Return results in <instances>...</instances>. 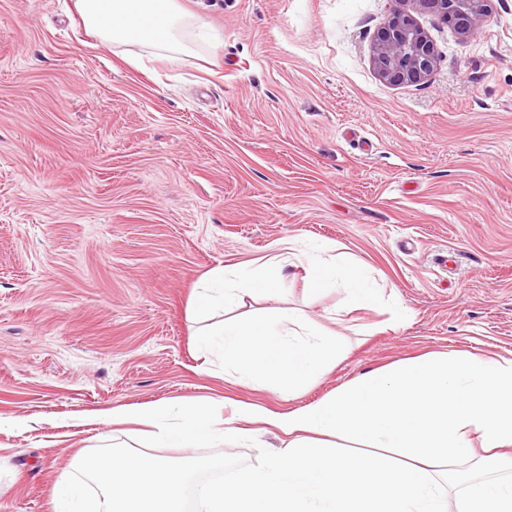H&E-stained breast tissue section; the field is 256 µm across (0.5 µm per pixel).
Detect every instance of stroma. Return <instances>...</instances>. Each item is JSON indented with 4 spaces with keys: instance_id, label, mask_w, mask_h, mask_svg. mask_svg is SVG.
<instances>
[{
    "instance_id": "35a3bbf8",
    "label": "stroma",
    "mask_w": 512,
    "mask_h": 512,
    "mask_svg": "<svg viewBox=\"0 0 512 512\" xmlns=\"http://www.w3.org/2000/svg\"><path fill=\"white\" fill-rule=\"evenodd\" d=\"M187 52L102 43L76 0H0V512H53L57 482L113 445L118 405L273 410L195 347L212 271L287 254L282 295L344 342L301 398L423 356L512 359V0L469 35L416 19L434 72L372 65L400 0H179ZM329 243L383 288L315 293ZM165 448L224 474L280 448Z\"/></svg>"
}]
</instances>
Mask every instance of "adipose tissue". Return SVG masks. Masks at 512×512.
I'll list each match as a JSON object with an SVG mask.
<instances>
[{
  "instance_id": "adipose-tissue-1",
  "label": "adipose tissue",
  "mask_w": 512,
  "mask_h": 512,
  "mask_svg": "<svg viewBox=\"0 0 512 512\" xmlns=\"http://www.w3.org/2000/svg\"><path fill=\"white\" fill-rule=\"evenodd\" d=\"M104 42L135 41L182 51L188 15L178 0H77ZM318 290L343 287L373 306L375 281L328 246L307 255ZM113 423L144 425L158 446L197 448L258 431L285 436L263 465L201 484L199 512H512V360L426 357L372 371L314 403L273 411L239 403L157 401L113 408ZM363 445L338 451L337 440ZM467 470H459V463ZM200 462H173L125 449L83 459L98 486L95 512H185Z\"/></svg>"
}]
</instances>
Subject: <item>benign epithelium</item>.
<instances>
[{
  "instance_id": "7a95c632",
  "label": "benign epithelium",
  "mask_w": 512,
  "mask_h": 512,
  "mask_svg": "<svg viewBox=\"0 0 512 512\" xmlns=\"http://www.w3.org/2000/svg\"><path fill=\"white\" fill-rule=\"evenodd\" d=\"M419 10L450 22L462 34L488 17L485 0H412ZM378 75L391 83H417L437 65L433 44L412 14L400 9L393 13L377 36L373 56Z\"/></svg>"
}]
</instances>
